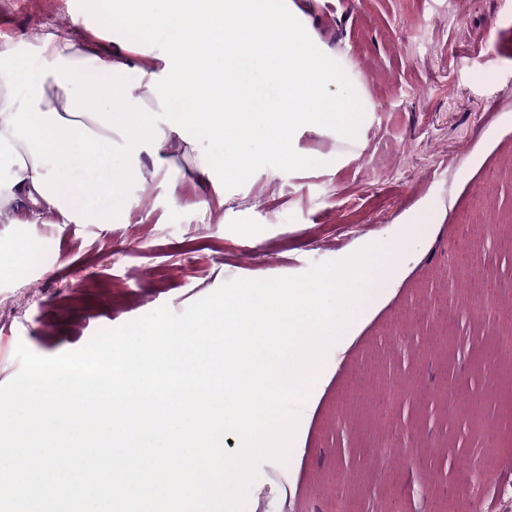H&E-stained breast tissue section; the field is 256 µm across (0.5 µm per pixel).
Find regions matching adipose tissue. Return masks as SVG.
Segmentation results:
<instances>
[{
  "label": "adipose tissue",
  "instance_id": "obj_1",
  "mask_svg": "<svg viewBox=\"0 0 512 512\" xmlns=\"http://www.w3.org/2000/svg\"><path fill=\"white\" fill-rule=\"evenodd\" d=\"M309 0H112L102 18L118 30L121 52L164 43L162 53L131 65L119 56L101 63L100 77L75 62L79 42L50 34L40 49L61 67L49 74L15 67L0 52V215L9 208L33 218L53 212L70 220L109 224L124 202L123 178L142 175L141 155L153 169L172 167L171 146L205 139L198 160L205 175L235 163L238 141L228 123L189 110L193 78L171 77L173 53L191 58L205 46H224V111L234 123L258 127L288 165L311 163L293 149L304 131L326 128L358 137L375 104L355 79L347 53L326 44L312 25ZM83 84L86 96L74 92ZM153 97L171 120L147 118ZM108 101L105 112L92 104Z\"/></svg>",
  "mask_w": 512,
  "mask_h": 512
}]
</instances>
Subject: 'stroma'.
<instances>
[{
  "mask_svg": "<svg viewBox=\"0 0 512 512\" xmlns=\"http://www.w3.org/2000/svg\"><path fill=\"white\" fill-rule=\"evenodd\" d=\"M101 0H59L0 36L21 63L79 19L104 60ZM321 37L347 52L375 104L357 139L304 132L312 165H286L248 137L237 175L199 176L210 145L179 146L171 172L124 185L114 223L0 220V241L38 239L40 259L0 279V385L18 344L54 356L161 306L183 312L235 279H269L344 259L423 209L402 275L343 349L305 419L306 452L274 481L263 463L255 512H437L441 494L512 512V0H315ZM401 458L400 466L389 463Z\"/></svg>",
  "mask_w": 512,
  "mask_h": 512,
  "instance_id": "35a3bbf8",
  "label": "stroma"
}]
</instances>
